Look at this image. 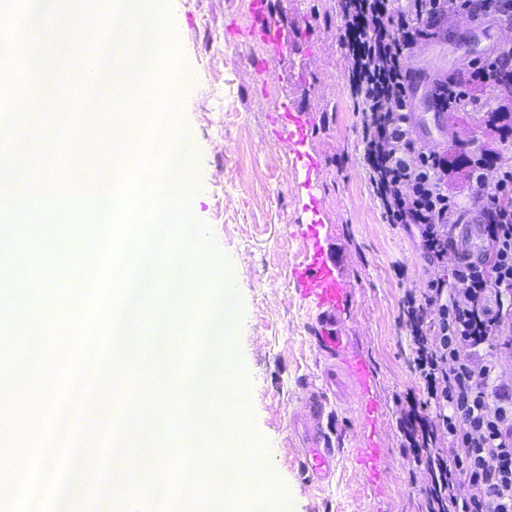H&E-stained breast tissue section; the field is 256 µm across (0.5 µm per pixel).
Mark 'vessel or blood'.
<instances>
[{
  "label": "vessel or blood",
  "mask_w": 512,
  "mask_h": 512,
  "mask_svg": "<svg viewBox=\"0 0 512 512\" xmlns=\"http://www.w3.org/2000/svg\"><path fill=\"white\" fill-rule=\"evenodd\" d=\"M43 8L44 0H13L5 21L0 23V43L10 49L13 57L11 65L0 70V97L12 95L20 76L30 73L29 31ZM250 13L252 22L248 29L227 28L226 43H237L244 36L263 43L268 56L253 62L254 72L263 75L275 68L279 71L280 82H287L293 70L282 67L281 62L300 50L302 41L307 38L306 31L297 25L287 26L274 0H250ZM421 26L424 35L411 51L405 80L410 103L407 119L419 145L444 148L448 145V111L440 99L439 85L445 75L436 63L435 53L444 41L446 28L438 17L425 18ZM111 63V47L106 41L94 45L87 56L81 58L80 67L84 72L81 99L67 101L69 112H79L83 102L98 96L100 77ZM275 114V134L289 162L302 175L301 186L307 196L292 232L299 245L300 259L290 267L288 285L315 312L318 348L335 360L337 367L353 381L357 389L355 410L361 418L372 422L379 414V403L372 392L370 370L364 359L349 353L343 330L350 284L344 275V256L341 250L331 248L325 223L321 195L325 159L311 146L316 120L303 95L280 99ZM324 413V400L310 393L303 402L301 417L292 423L305 450L298 468V476L305 483L323 481L332 471V439L323 427ZM353 461L370 479H377L380 472L377 442L371 438L364 440L360 448L354 449Z\"/></svg>",
  "instance_id": "1"
}]
</instances>
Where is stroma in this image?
Here are the masks:
<instances>
[{
    "label": "stroma",
    "instance_id": "obj_1",
    "mask_svg": "<svg viewBox=\"0 0 512 512\" xmlns=\"http://www.w3.org/2000/svg\"><path fill=\"white\" fill-rule=\"evenodd\" d=\"M281 5L287 11L309 14L314 27L313 64L302 71L299 82L315 110L312 146L326 158L322 195L328 230L345 254V274L351 284L346 341L350 352L369 364L381 406L375 436L381 446V466L378 482L367 486L352 462V450L365 431L354 408L356 389L317 349L312 338L316 315L299 303L288 286V267L299 258L298 244L289 232L305 195L273 134L274 107L283 90L276 72H269L261 84L253 79L252 63L265 57L263 46L224 41L229 22L249 25V0H169L170 25L184 58L176 105L194 136L186 166V180L193 186L191 212L209 226L235 276L239 295L231 334L246 373L245 446L268 463L254 489L286 512H420L423 485L410 478L394 399L415 386L407 359L402 299L437 270L422 259L409 231L383 223L369 191L360 117L347 86L348 63L335 0H302L297 7L282 0ZM499 37L489 20L449 23L442 59L449 75L466 80L469 61L492 54ZM90 105L98 115L97 124L71 154L72 166L85 170L73 187L87 198L108 186L103 174L111 169L112 157L100 147L110 140L113 115L120 108L108 88L101 89ZM448 120L458 139L465 141V153L488 148L499 160L512 163V139L499 138L490 126L489 113L452 112ZM92 232L89 224L76 228L54 224L51 237L39 238L35 244L39 258L30 265L34 277L54 286L79 285L82 242ZM55 241L63 252L47 259ZM0 302L31 317H63L61 307L45 305L25 282L10 275L0 286ZM310 386L325 395L329 428L338 439L330 478L311 486L302 484L297 475L302 450L290 432V417ZM81 418L93 427L82 458L93 467L94 451L108 439L116 411L95 399ZM165 435L171 451L195 447L175 424H167ZM171 451L156 461L131 448L124 465L137 478L147 468L167 470Z\"/></svg>",
    "mask_w": 512,
    "mask_h": 512
}]
</instances>
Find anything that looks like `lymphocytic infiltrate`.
<instances>
[{"instance_id": "obj_1", "label": "lymphocytic infiltrate", "mask_w": 512, "mask_h": 512, "mask_svg": "<svg viewBox=\"0 0 512 512\" xmlns=\"http://www.w3.org/2000/svg\"><path fill=\"white\" fill-rule=\"evenodd\" d=\"M444 0H336L348 87L361 108V142L384 223L411 231L426 261L449 267L402 300L415 389L397 397V428L424 512H512V370L486 351L512 347V166L470 158L456 185L447 158L415 144L404 122V76L419 22ZM512 86V46L448 78V111L481 108L470 83ZM479 203L481 244L464 248V202Z\"/></svg>"}]
</instances>
